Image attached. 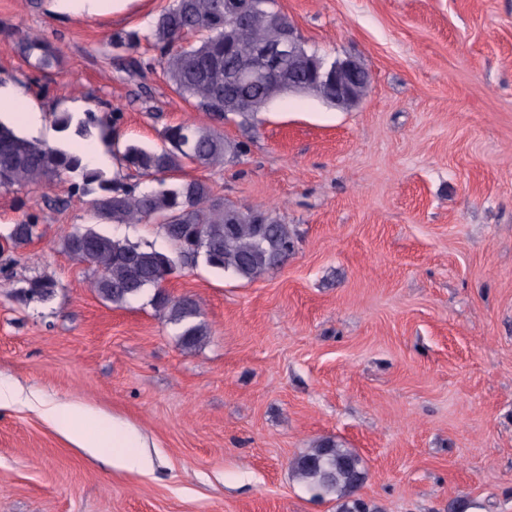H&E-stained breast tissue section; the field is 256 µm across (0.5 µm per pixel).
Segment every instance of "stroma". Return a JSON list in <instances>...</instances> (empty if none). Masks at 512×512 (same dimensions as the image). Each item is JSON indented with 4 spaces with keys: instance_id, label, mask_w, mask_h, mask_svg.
<instances>
[{
    "instance_id": "obj_1",
    "label": "stroma",
    "mask_w": 512,
    "mask_h": 512,
    "mask_svg": "<svg viewBox=\"0 0 512 512\" xmlns=\"http://www.w3.org/2000/svg\"><path fill=\"white\" fill-rule=\"evenodd\" d=\"M170 0L63 13L0 0V85L56 112L119 118L122 140L212 126L161 70L131 74L112 34L147 31ZM309 50L371 74L356 105L272 101L255 127L225 121L245 153L187 165L225 201L272 211L296 235L253 281L182 267L209 335L188 350L151 293L117 306L63 241L90 222L74 178L0 189V232L36 215L33 241L0 249V380L79 402L140 437L148 474L120 472L41 414L0 408V512H336L292 463L332 438L362 459L381 512H512V0H274ZM61 50L39 71L16 49ZM52 277L47 303L22 301ZM56 282L49 276H43L28 283L21 293L26 299L42 303L50 302L55 295Z\"/></svg>"
}]
</instances>
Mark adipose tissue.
<instances>
[{
    "instance_id": "obj_1",
    "label": "adipose tissue",
    "mask_w": 512,
    "mask_h": 512,
    "mask_svg": "<svg viewBox=\"0 0 512 512\" xmlns=\"http://www.w3.org/2000/svg\"><path fill=\"white\" fill-rule=\"evenodd\" d=\"M42 415L77 447L109 456L115 470L143 474L151 467L136 433L116 419L73 402L47 405Z\"/></svg>"
}]
</instances>
